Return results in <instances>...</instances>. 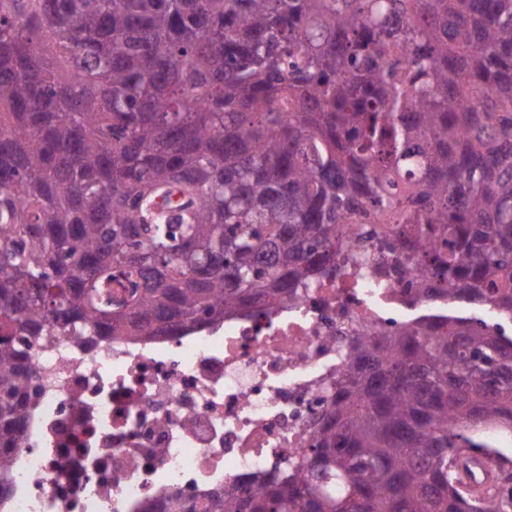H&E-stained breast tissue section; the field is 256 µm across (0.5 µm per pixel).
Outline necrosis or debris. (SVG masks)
Returning <instances> with one entry per match:
<instances>
[{"label": "necrosis or debris", "mask_w": 512, "mask_h": 512, "mask_svg": "<svg viewBox=\"0 0 512 512\" xmlns=\"http://www.w3.org/2000/svg\"><path fill=\"white\" fill-rule=\"evenodd\" d=\"M402 251L355 246L294 301L173 336L34 338L39 394L0 512H146L171 492L200 506L284 473L362 337L445 318L447 297L408 288L431 275L416 241Z\"/></svg>", "instance_id": "necrosis-or-debris-1"}]
</instances>
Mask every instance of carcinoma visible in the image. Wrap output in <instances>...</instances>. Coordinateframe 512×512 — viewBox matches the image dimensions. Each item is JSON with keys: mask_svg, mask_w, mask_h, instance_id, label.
<instances>
[{"mask_svg": "<svg viewBox=\"0 0 512 512\" xmlns=\"http://www.w3.org/2000/svg\"><path fill=\"white\" fill-rule=\"evenodd\" d=\"M361 209L418 237L417 293L512 319V0H0V497L35 392L16 337L285 302ZM489 424L512 337L403 326L354 347L288 474L209 510L505 512L458 476Z\"/></svg>", "mask_w": 512, "mask_h": 512, "instance_id": "cac0c4a2", "label": "carcinoma"}]
</instances>
